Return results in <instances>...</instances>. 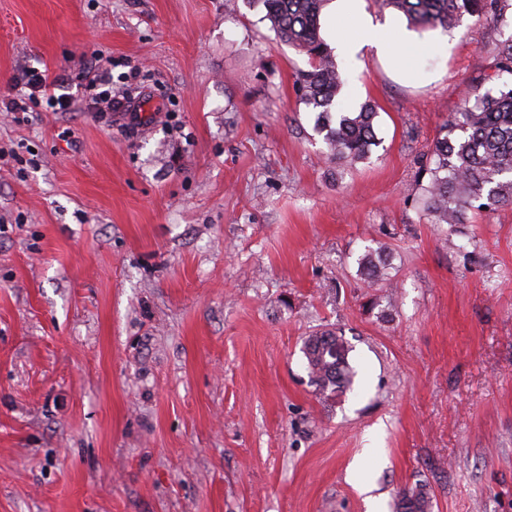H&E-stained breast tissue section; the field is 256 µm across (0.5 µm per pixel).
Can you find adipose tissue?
Returning a JSON list of instances; mask_svg holds the SVG:
<instances>
[{
  "label": "adipose tissue",
  "mask_w": 512,
  "mask_h": 512,
  "mask_svg": "<svg viewBox=\"0 0 512 512\" xmlns=\"http://www.w3.org/2000/svg\"><path fill=\"white\" fill-rule=\"evenodd\" d=\"M359 2L360 0H333L331 4V15L335 19L332 26L333 36L347 61L355 62L357 53L366 46L380 54L396 47L404 60L405 70H415L418 59L429 52V45L408 35H397L392 27L373 25Z\"/></svg>",
  "instance_id": "ef3b65f1"
}]
</instances>
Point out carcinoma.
<instances>
[{
	"mask_svg": "<svg viewBox=\"0 0 512 512\" xmlns=\"http://www.w3.org/2000/svg\"><path fill=\"white\" fill-rule=\"evenodd\" d=\"M280 41L305 54L308 68L295 75L300 101L317 112L316 131L326 156L337 163L367 159L381 143L378 112L365 103L356 112L338 105L345 81L333 51L320 34L327 0H260ZM426 31L454 28L466 15L495 19L508 0H380ZM495 68L512 74V36L501 43ZM433 166L423 205L434 224H465L472 208L492 211L512 203V87L494 94L467 87L460 111L449 115L433 144ZM350 348L343 335L323 330L309 336L303 353L312 383L322 393L338 394L354 379ZM431 497L418 485L399 493L398 512H430Z\"/></svg>",
	"mask_w": 512,
	"mask_h": 512,
	"instance_id": "cac0c4a2",
	"label": "carcinoma"
}]
</instances>
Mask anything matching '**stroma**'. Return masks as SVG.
<instances>
[{
	"mask_svg": "<svg viewBox=\"0 0 512 512\" xmlns=\"http://www.w3.org/2000/svg\"><path fill=\"white\" fill-rule=\"evenodd\" d=\"M264 14L0 0V96L25 65L75 100L0 112V512H395L419 484L431 512H512V204L434 224L420 174L466 85L512 83V7L422 32L447 41L423 82L363 48L348 105L375 102L381 143L348 167ZM94 52L137 116L85 111ZM321 329L356 373L329 399ZM349 351L347 341L335 330L316 332L305 340L303 353L311 381L320 392L343 393L353 383Z\"/></svg>",
	"mask_w": 512,
	"mask_h": 512,
	"instance_id": "35a3bbf8",
	"label": "stroma"
}]
</instances>
